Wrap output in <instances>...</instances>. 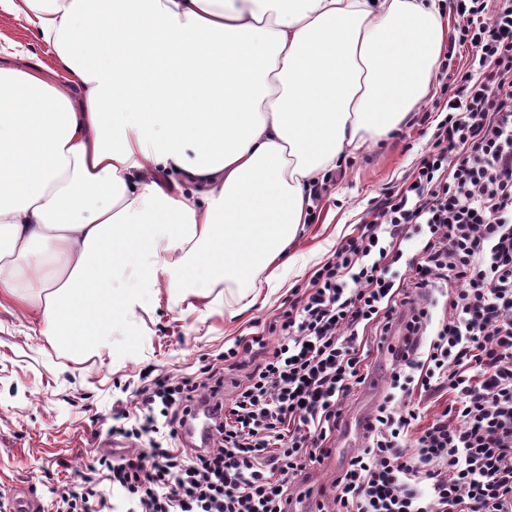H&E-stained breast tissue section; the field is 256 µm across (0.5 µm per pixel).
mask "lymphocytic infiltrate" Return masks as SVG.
I'll use <instances>...</instances> for the list:
<instances>
[{
  "label": "lymphocytic infiltrate",
  "instance_id": "1",
  "mask_svg": "<svg viewBox=\"0 0 512 512\" xmlns=\"http://www.w3.org/2000/svg\"><path fill=\"white\" fill-rule=\"evenodd\" d=\"M460 19L441 62L446 100L432 144L400 188L342 240L279 320L280 341L252 336L200 377L156 376L140 415L113 435L135 454L100 458L55 493V512H288V480L330 453L345 397L365 379L360 333L402 335L392 374L403 395L371 416L366 444L336 477V512H512V0H452ZM468 71H455L458 49ZM422 235L404 257L403 241ZM405 262L409 275L390 270ZM445 299L397 316L402 287ZM263 355L225 405L211 444L179 448L191 405L214 396L225 365ZM448 386L421 432L413 385Z\"/></svg>",
  "mask_w": 512,
  "mask_h": 512
}]
</instances>
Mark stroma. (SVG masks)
I'll list each match as a JSON object with an SVG mask.
<instances>
[{"mask_svg": "<svg viewBox=\"0 0 512 512\" xmlns=\"http://www.w3.org/2000/svg\"><path fill=\"white\" fill-rule=\"evenodd\" d=\"M8 44L21 45L32 61L56 64L25 17L0 9V45ZM442 84L434 78L400 131L347 158L332 173L315 221L303 225L288 248L283 287L263 291L254 304L217 288L207 311L186 315L177 300L147 292L137 318L115 320L95 353L60 351L41 336L39 326L0 309V503L12 502L23 491L37 500L40 512H50L54 488L80 482L100 455L112 451V412L118 407L135 411L134 392L145 369L192 375L244 336L263 335L276 346L279 335L271 326L295 291L307 286L337 244L357 233L367 208L397 190L428 151ZM236 309L240 317L230 318ZM365 338L370 379L346 397V421L371 414L391 392L393 368L382 362L388 339L372 332ZM361 445L356 435L334 438L328 457L291 485L294 505L332 500L337 474Z\"/></svg>", "mask_w": 512, "mask_h": 512, "instance_id": "1", "label": "stroma"}]
</instances>
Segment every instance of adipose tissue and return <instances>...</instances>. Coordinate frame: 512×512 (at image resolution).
<instances>
[{
	"label": "adipose tissue",
	"instance_id": "1",
	"mask_svg": "<svg viewBox=\"0 0 512 512\" xmlns=\"http://www.w3.org/2000/svg\"><path fill=\"white\" fill-rule=\"evenodd\" d=\"M6 2L57 65L0 46V309L67 348L144 286L189 314L280 287L312 185L397 130L449 35L436 0Z\"/></svg>",
	"mask_w": 512,
	"mask_h": 512
}]
</instances>
